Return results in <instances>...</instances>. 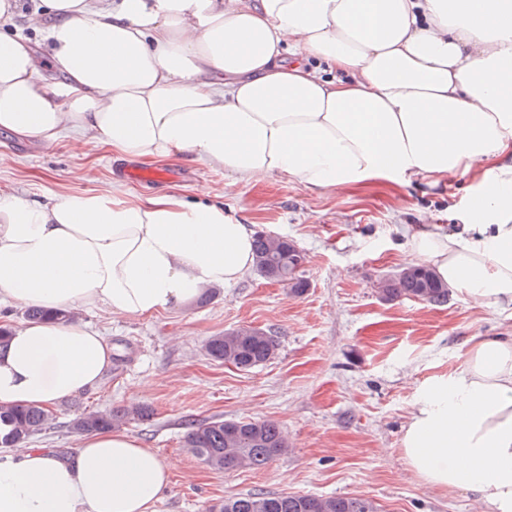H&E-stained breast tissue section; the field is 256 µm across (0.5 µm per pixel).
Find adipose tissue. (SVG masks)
<instances>
[{
	"mask_svg": "<svg viewBox=\"0 0 512 512\" xmlns=\"http://www.w3.org/2000/svg\"><path fill=\"white\" fill-rule=\"evenodd\" d=\"M43 2L29 22L44 48L0 30V130L316 193L468 181L461 224L413 227L409 255L512 308V0ZM252 240L223 208L175 194L0 192V302L150 316L236 283ZM111 364L81 320L24 323L0 353V403L51 407ZM401 452L428 485L512 512V335L470 343ZM170 475L129 433H93L67 460L1 462L0 512H153Z\"/></svg>",
	"mask_w": 512,
	"mask_h": 512,
	"instance_id": "1",
	"label": "adipose tissue"
}]
</instances>
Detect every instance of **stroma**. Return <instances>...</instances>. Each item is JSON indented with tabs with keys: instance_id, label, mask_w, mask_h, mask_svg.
Here are the masks:
<instances>
[{
	"instance_id": "35a3bbf8",
	"label": "stroma",
	"mask_w": 512,
	"mask_h": 512,
	"mask_svg": "<svg viewBox=\"0 0 512 512\" xmlns=\"http://www.w3.org/2000/svg\"><path fill=\"white\" fill-rule=\"evenodd\" d=\"M121 183L129 198L175 193L222 204L226 216L293 240L306 254V294L248 271L207 305L190 301L151 316L80 309L112 346L97 387L53 407L51 428L30 448L58 456L80 444L70 420L130 403L153 415L126 424L143 447L173 465L154 512H206L250 493L355 495L380 512H481L467 490L426 484L400 455L403 428L426 390L457 369L468 342L497 335L512 310L483 306L451 290L435 309L385 302L374 285L409 264L406 230L453 223L447 191L374 183L315 195L283 177L234 181L224 171L171 158L134 163L90 144L44 145L0 131V191L41 201L65 192L104 193ZM248 324L272 331L276 357L249 372L215 361L209 337ZM269 420L288 450L264 469L216 472L184 448L187 423Z\"/></svg>"
}]
</instances>
